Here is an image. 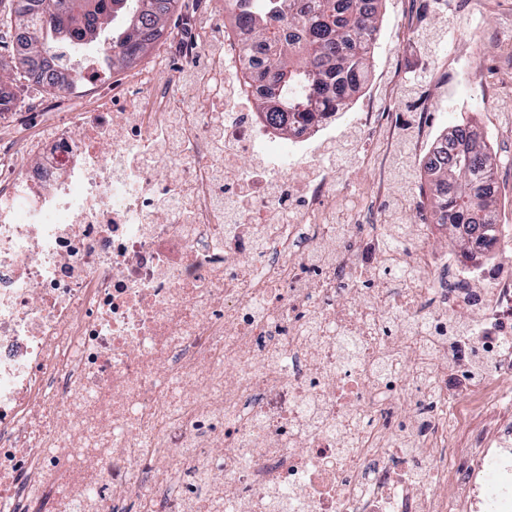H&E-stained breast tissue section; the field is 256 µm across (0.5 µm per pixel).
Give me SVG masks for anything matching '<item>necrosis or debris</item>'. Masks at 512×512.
Wrapping results in <instances>:
<instances>
[{
    "label": "necrosis or debris",
    "mask_w": 512,
    "mask_h": 512,
    "mask_svg": "<svg viewBox=\"0 0 512 512\" xmlns=\"http://www.w3.org/2000/svg\"><path fill=\"white\" fill-rule=\"evenodd\" d=\"M244 38L194 22L189 95L160 67L93 97L99 50L80 109L0 117V512H512L501 240L337 211L335 115L279 153Z\"/></svg>",
    "instance_id": "4bbe7bcc"
}]
</instances>
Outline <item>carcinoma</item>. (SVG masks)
<instances>
[{
	"label": "carcinoma",
	"mask_w": 512,
	"mask_h": 512,
	"mask_svg": "<svg viewBox=\"0 0 512 512\" xmlns=\"http://www.w3.org/2000/svg\"><path fill=\"white\" fill-rule=\"evenodd\" d=\"M380 0H224L238 28L252 32L247 51L267 60L265 97L257 117L287 134L295 124H309L310 112L298 111L303 96L343 98L365 83L378 33ZM176 0H0V18L28 37L21 52L24 73L51 61L63 74L53 85L65 90L78 68L63 63L90 46L112 49V66L131 65L146 55L167 28ZM123 17L112 38L102 37L109 18ZM435 201L426 224H461L464 245L483 244L497 228L495 196L487 188L492 157L469 124L454 131L449 153L430 165Z\"/></svg>",
	"instance_id": "obj_1"
}]
</instances>
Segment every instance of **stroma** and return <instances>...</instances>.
Segmentation results:
<instances>
[{"label":"stroma","instance_id":"stroma-1","mask_svg":"<svg viewBox=\"0 0 512 512\" xmlns=\"http://www.w3.org/2000/svg\"><path fill=\"white\" fill-rule=\"evenodd\" d=\"M512 19V0H384L378 17L379 39L370 58L368 83L355 93L349 110L356 116L376 109L394 75L404 74L389 109L393 131L409 128L413 142L424 145L442 138L456 123L476 118L489 137L496 183L497 215L509 224L505 238L512 245V114L500 111L493 98L498 86H512V50L494 45L502 22ZM412 24V35L403 27ZM15 32L0 25V74L13 80L19 109L35 112L49 99H67L64 91L40 88L24 79ZM358 155L345 162L346 177L336 180V206L352 207L362 199L373 202L372 222H379L385 206L405 203L403 223L417 224L420 162L408 171L390 166L385 173L389 190L377 196V172L356 170Z\"/></svg>","mask_w":512,"mask_h":512}]
</instances>
